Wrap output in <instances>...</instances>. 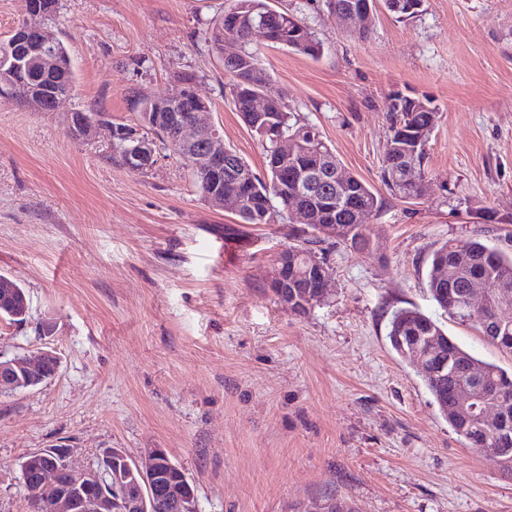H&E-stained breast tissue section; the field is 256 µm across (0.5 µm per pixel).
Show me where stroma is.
<instances>
[{
	"label": "stroma",
	"mask_w": 512,
	"mask_h": 512,
	"mask_svg": "<svg viewBox=\"0 0 512 512\" xmlns=\"http://www.w3.org/2000/svg\"><path fill=\"white\" fill-rule=\"evenodd\" d=\"M270 3L323 52L253 36L265 92L319 130L344 174L382 189L393 92L436 108L426 196L386 197L370 250L317 245L330 295L292 313L270 288L280 252L302 241L290 216L241 223L201 200L169 150L134 170L112 160L108 131L67 132L76 110L138 126V101L191 72L225 147L264 172L213 49L229 0H59L66 103L40 112L0 97V275L30 302L25 323L0 319V356L60 359L52 380L0 395V512H27L19 460L61 444L84 468L103 448L137 460L162 449L196 512H319L331 497L355 512H512V476L453 431L387 339L392 312L415 307L512 370V354L450 319L426 285L445 241L512 254V0H424L409 20L382 7L364 41L323 0Z\"/></svg>",
	"instance_id": "obj_1"
}]
</instances>
